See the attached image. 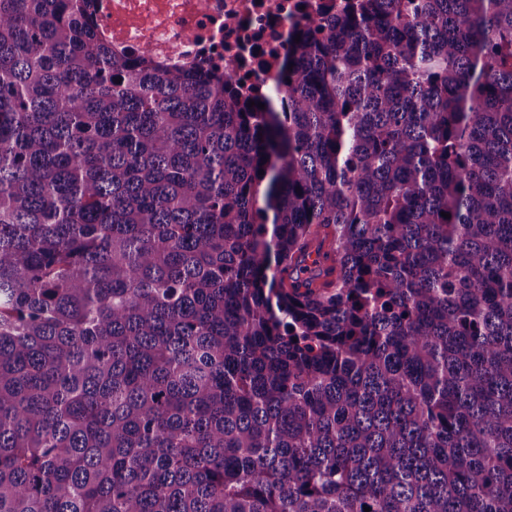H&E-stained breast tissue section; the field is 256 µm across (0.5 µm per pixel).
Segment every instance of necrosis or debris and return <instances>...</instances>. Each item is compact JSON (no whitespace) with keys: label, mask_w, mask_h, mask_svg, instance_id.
Masks as SVG:
<instances>
[{"label":"necrosis or debris","mask_w":512,"mask_h":512,"mask_svg":"<svg viewBox=\"0 0 512 512\" xmlns=\"http://www.w3.org/2000/svg\"><path fill=\"white\" fill-rule=\"evenodd\" d=\"M346 0H93L115 55L218 68L245 95L270 86L292 34Z\"/></svg>","instance_id":"necrosis-or-debris-1"}]
</instances>
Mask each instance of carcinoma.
Here are the masks:
<instances>
[{
	"label": "carcinoma",
	"mask_w": 512,
	"mask_h": 512,
	"mask_svg": "<svg viewBox=\"0 0 512 512\" xmlns=\"http://www.w3.org/2000/svg\"><path fill=\"white\" fill-rule=\"evenodd\" d=\"M299 34L265 112L0 0V512H512V0Z\"/></svg>",
	"instance_id": "1"
}]
</instances>
